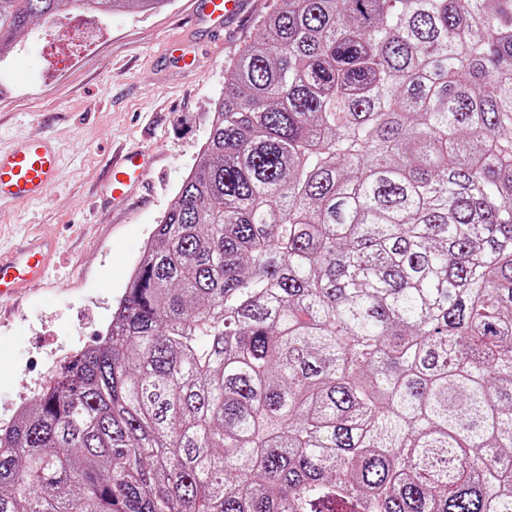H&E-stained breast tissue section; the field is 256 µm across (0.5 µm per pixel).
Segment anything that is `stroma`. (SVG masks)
<instances>
[{"label": "stroma", "mask_w": 512, "mask_h": 512, "mask_svg": "<svg viewBox=\"0 0 512 512\" xmlns=\"http://www.w3.org/2000/svg\"><path fill=\"white\" fill-rule=\"evenodd\" d=\"M281 0H246L220 40L193 22L191 0L111 15L81 7L38 21L0 62V147L55 143L60 168L43 199L0 208V250L34 237L56 253L45 285L0 308V426L49 383L57 365L97 342L156 224L210 129L224 67ZM206 41L197 74L176 75L167 38ZM147 149L145 183L119 210L102 201L118 146Z\"/></svg>", "instance_id": "35a3bbf8"}]
</instances>
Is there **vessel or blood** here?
I'll return each mask as SVG.
<instances>
[{
  "instance_id": "vessel-or-blood-1",
  "label": "vessel or blood",
  "mask_w": 512,
  "mask_h": 512,
  "mask_svg": "<svg viewBox=\"0 0 512 512\" xmlns=\"http://www.w3.org/2000/svg\"><path fill=\"white\" fill-rule=\"evenodd\" d=\"M196 19L218 35L225 24L242 10L244 0H193ZM165 52L174 67L184 72L197 68V57L188 45L172 38ZM146 170V158L138 152L120 156L112 166L108 183L113 204H121L133 191ZM59 171V155L47 138H31L0 151V205L19 200L42 198L54 183ZM53 257L49 241L0 254V301L12 297L19 289L37 286L45 276L46 265Z\"/></svg>"
}]
</instances>
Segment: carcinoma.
Listing matches in <instances>:
<instances>
[{
    "label": "carcinoma",
    "mask_w": 512,
    "mask_h": 512,
    "mask_svg": "<svg viewBox=\"0 0 512 512\" xmlns=\"http://www.w3.org/2000/svg\"><path fill=\"white\" fill-rule=\"evenodd\" d=\"M0 512H512V0H282Z\"/></svg>",
    "instance_id": "1"
}]
</instances>
